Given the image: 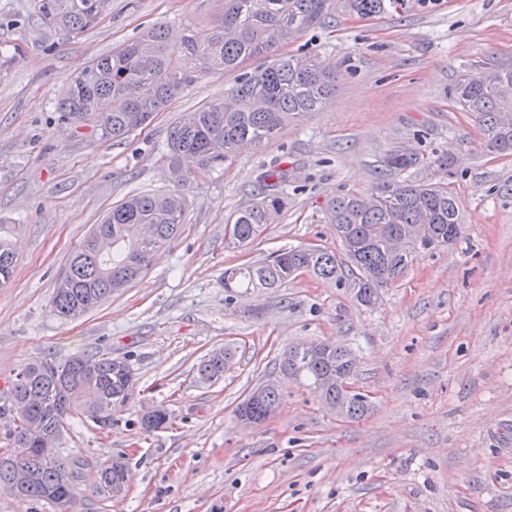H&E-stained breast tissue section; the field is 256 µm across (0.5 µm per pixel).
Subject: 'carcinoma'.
<instances>
[{
    "label": "carcinoma",
    "mask_w": 512,
    "mask_h": 512,
    "mask_svg": "<svg viewBox=\"0 0 512 512\" xmlns=\"http://www.w3.org/2000/svg\"><path fill=\"white\" fill-rule=\"evenodd\" d=\"M329 5V0H222L212 25L188 23L175 29L154 24L63 80L55 99L59 118L75 127L87 126L104 140L121 142L148 127L200 76L238 71L260 61L253 71L239 75L224 99L183 113L169 129L161 160L175 189L131 196L112 206L59 279L51 301L54 315L78 319L147 272L154 254L186 231L183 188L195 177L223 169L240 143L260 146L293 119L326 107L336 87V68L312 54L285 56L280 48L323 24ZM346 6L362 17L385 9L384 0H346ZM111 8L112 0H36L40 24L63 41L92 29ZM451 99L478 118L491 152L512 155V67L459 75ZM434 165L445 167L447 162L393 147L382 159L381 180L371 192L333 196L322 207V220L336 230L341 252L290 247L225 270L224 290H273L302 273L339 282L348 276L357 301L368 305L404 274L418 250L446 247L460 235L459 203L450 188L391 179ZM289 182L290 171L280 166L258 178L251 203L226 225L227 245L245 250L262 239L286 205ZM15 265L10 244L0 238V285L11 279ZM231 357L229 348L212 349L196 365L195 377L203 384L220 380L224 360ZM129 365V358L108 352L42 357L23 364L9 380L17 421L0 446V492L43 501L52 512H81L84 493L79 482L88 472L93 478L90 494L103 500L114 497L112 488L125 478L122 462L98 461L90 468L88 459L94 453L76 457L60 448L49 459L38 443L62 437L76 420H91L86 414L90 402L96 405L99 427L111 425L112 411L125 405L137 386L138 379L125 370ZM280 370L306 379L326 407L341 409L350 420L368 413L367 397L323 384L328 376L354 371L351 353L334 343L291 347ZM255 393L242 406L260 425L277 412L282 394L273 380ZM170 421L165 408L155 407L141 415L140 428L152 433ZM21 473L26 476L23 483L18 481Z\"/></svg>",
    "instance_id": "cac0c4a2"
}]
</instances>
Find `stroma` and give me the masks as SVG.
<instances>
[{
  "mask_svg": "<svg viewBox=\"0 0 512 512\" xmlns=\"http://www.w3.org/2000/svg\"><path fill=\"white\" fill-rule=\"evenodd\" d=\"M217 10L216 0H112L111 14L64 42L33 0H0V236L18 256L0 287V385L45 355L130 357L138 385L111 428L78 423L61 441L127 465L126 493L88 498L85 512H512V156L491 154L475 115L449 97L460 73L512 66V0H389L371 18L334 0L324 25L283 47L335 65L326 108L198 176L185 233L144 277L77 320L51 314L90 227L128 196L171 189L169 128L237 75L199 78L120 143L59 122L62 80L153 23L207 22ZM406 142L448 160L402 177L454 189L455 245L417 252L371 309L350 282L308 274L227 295L225 269L300 244L338 249L316 213L331 195L376 186L383 154ZM279 164L293 172L280 221L249 249L228 247L227 219ZM319 341L351 350L352 387L371 403L362 419L336 418L305 381L281 375L289 347ZM225 345L236 353L223 378L199 383L194 365ZM269 379L280 409L243 425L237 406ZM154 406L172 423L142 432Z\"/></svg>",
  "mask_w": 512,
  "mask_h": 512,
  "instance_id": "1",
  "label": "stroma"
}]
</instances>
